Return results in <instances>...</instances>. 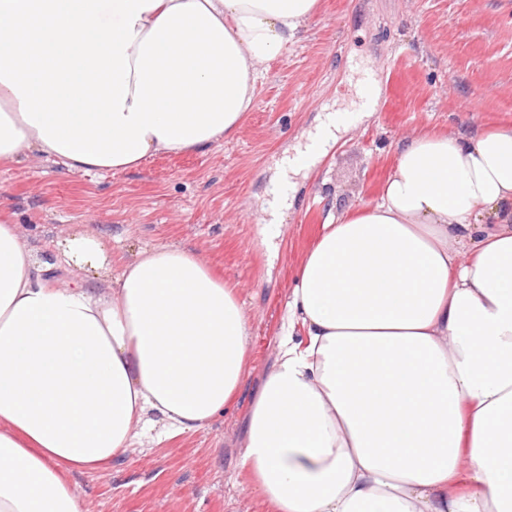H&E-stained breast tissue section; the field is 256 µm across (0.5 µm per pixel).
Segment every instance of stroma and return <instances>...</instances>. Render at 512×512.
<instances>
[{
  "mask_svg": "<svg viewBox=\"0 0 512 512\" xmlns=\"http://www.w3.org/2000/svg\"><path fill=\"white\" fill-rule=\"evenodd\" d=\"M261 70L254 110L207 154L73 174L25 147L0 164V208L40 257L77 231L105 236L117 260L158 244L190 248L236 282L249 323L237 408L196 431L142 439L112 464L65 471L86 512H274L249 482L242 447L249 404L278 358L296 269L321 224L378 199L400 138L512 122V0H322ZM367 70L380 88L374 113L295 177L279 233L265 240L273 216L261 202L277 162L327 112L359 103Z\"/></svg>",
  "mask_w": 512,
  "mask_h": 512,
  "instance_id": "stroma-1",
  "label": "stroma"
}]
</instances>
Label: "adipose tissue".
<instances>
[{
    "mask_svg": "<svg viewBox=\"0 0 512 512\" xmlns=\"http://www.w3.org/2000/svg\"><path fill=\"white\" fill-rule=\"evenodd\" d=\"M321 6L0 0V162L207 153ZM286 318L242 455L275 512H512V124L403 137L379 201L322 225ZM248 334L191 249L142 250L108 294L52 286L0 217V512H84L63 468L234 407Z\"/></svg>",
    "mask_w": 512,
    "mask_h": 512,
    "instance_id": "ef3b65f1",
    "label": "adipose tissue"
}]
</instances>
